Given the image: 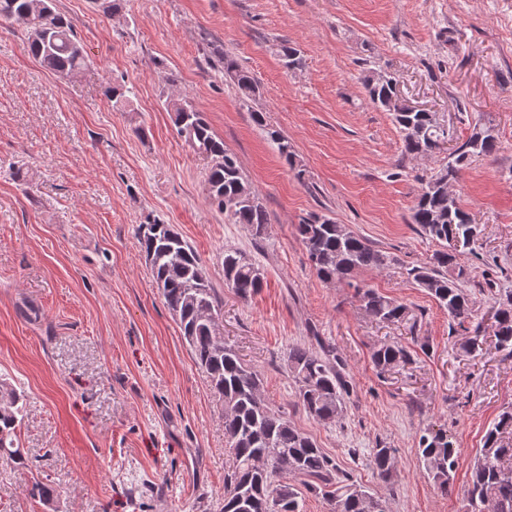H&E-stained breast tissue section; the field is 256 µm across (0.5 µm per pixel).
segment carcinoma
<instances>
[{"label":"carcinoma","instance_id":"carcinoma-1","mask_svg":"<svg viewBox=\"0 0 512 512\" xmlns=\"http://www.w3.org/2000/svg\"><path fill=\"white\" fill-rule=\"evenodd\" d=\"M33 0H0V19L12 21L26 17L23 30L28 36L31 54L50 71L70 75L85 64L84 49L71 22L51 2L40 12H30ZM224 71L241 97L251 99L258 93L256 80L224 58ZM371 102L393 113L403 133L404 154L416 156L420 150L439 149L447 131L437 126L426 112H414L398 100L389 79L364 80ZM113 107L124 109L130 103L132 89H109ZM177 135L198 154L210 160L206 177L207 192L213 204L234 224H243L255 242L265 239L267 211L244 177L236 158L224 149V140L216 137L201 112L187 102L172 105ZM286 163L293 164L288 141L276 130L268 131ZM497 140L478 138L474 132L456 147L448 167L422 184L413 209L412 222L420 233L439 244L430 260L411 268L408 275L448 311L452 320L463 324L472 316L471 299L462 288L463 271L448 274L455 253L472 248L479 225L460 203L448 196L440 182L459 176L473 157L491 156ZM237 200L234 208H224V200ZM310 265L324 281L348 279L365 268L382 269L392 258L378 250L344 225L325 216H313L297 225ZM138 236L155 287L168 310L178 321L183 338L195 363L209 377L212 390L224 402V439L232 456L231 470L224 476V502L220 512H303L304 494L319 496L331 506V512H387L385 501L369 488L355 484L342 475L334 459L319 448L314 439L298 429L286 413L270 408L261 397L260 375L244 362L238 352L217 335V319L223 301L212 288L198 252L170 224H141ZM224 282L246 300L264 287V273L243 251L229 247L223 256ZM362 306L382 322H396L407 308L366 288L360 293ZM493 314L497 348L512 357V292L495 300ZM313 349L301 345L288 348V373L296 386V397L317 422L330 425L340 420L350 394V384L342 373L336 348L323 341ZM408 351L399 344H383L373 350L371 360L380 372L406 360ZM23 395L7 378H0V459L20 462L18 431L23 422ZM512 404L503 408L483 437V445L471 469L466 489L468 512H512ZM460 449L444 432L421 435L418 467L444 494L452 487ZM373 472L382 480L392 477L394 449L379 447L371 454ZM301 479L298 485L288 476Z\"/></svg>","mask_w":512,"mask_h":512}]
</instances>
